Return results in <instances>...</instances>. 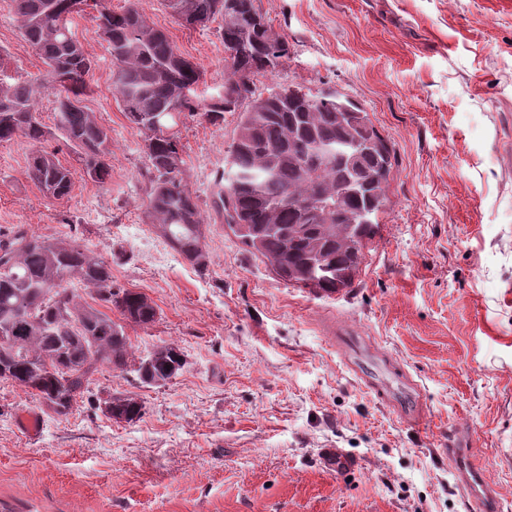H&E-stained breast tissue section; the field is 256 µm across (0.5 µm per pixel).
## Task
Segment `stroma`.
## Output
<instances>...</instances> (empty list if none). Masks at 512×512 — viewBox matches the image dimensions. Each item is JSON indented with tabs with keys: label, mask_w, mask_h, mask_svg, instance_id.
I'll use <instances>...</instances> for the list:
<instances>
[{
	"label": "stroma",
	"mask_w": 512,
	"mask_h": 512,
	"mask_svg": "<svg viewBox=\"0 0 512 512\" xmlns=\"http://www.w3.org/2000/svg\"><path fill=\"white\" fill-rule=\"evenodd\" d=\"M202 73L199 98L224 86L218 23L183 27L164 0L128 4ZM288 39L257 91L298 83L358 101L393 146L380 231L352 288L325 295L283 282L212 207L237 115L178 127L186 180L211 257L200 272L150 224L147 163L112 85L95 20L72 31L95 66L83 104L112 131V177L88 178L73 153L62 200L28 175L35 144L0 143V227L76 235L113 254L112 284L144 293L157 317L126 324L133 359L177 344L186 365L162 386L103 371L95 387L143 405L134 423L89 405L59 416L0 383V512H473L448 462L463 429L503 512H512V0H255ZM0 70H46L11 0H0ZM349 324L416 384L410 424L379 402L324 332ZM37 413L36 435L20 425ZM345 469H337V458Z\"/></svg>",
	"instance_id": "obj_1"
}]
</instances>
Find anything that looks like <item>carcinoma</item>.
<instances>
[{"label": "carcinoma", "mask_w": 512, "mask_h": 512, "mask_svg": "<svg viewBox=\"0 0 512 512\" xmlns=\"http://www.w3.org/2000/svg\"><path fill=\"white\" fill-rule=\"evenodd\" d=\"M13 2L24 38L47 69L42 80L0 79V142L41 143L53 135L37 109L52 89L55 130L85 175L106 182L112 137L82 106L94 62L70 27H57L59 15L71 23L88 0ZM165 6L184 26L205 27L221 19L226 45L245 32L250 41L241 56L224 65L223 91L200 101L193 92L201 72L137 9H102L95 17L109 45L112 84L123 112L144 136L142 177L151 223L192 265H210L179 133L157 130L154 122L172 112L210 122L236 112L235 136L213 197L227 229L288 285L325 294L352 287L378 233L379 214L389 204L392 145L361 104L338 91L288 84L254 96L253 77L274 72L289 53L288 40L280 35L277 60L271 59L272 27L255 0H165ZM29 177L55 199L72 191L71 172L53 151L31 157ZM78 284L93 290L97 306L78 302ZM102 307H113L138 325L156 320L144 294L112 289V260L80 239L50 240L21 226L0 233V382L24 388L61 416L93 396V376L104 368L130 370L144 384L167 383L181 349L163 343L153 349L155 357L130 360L125 326ZM112 403L128 422L141 416L142 404L133 397H114Z\"/></svg>", "instance_id": "carcinoma-1"}]
</instances>
